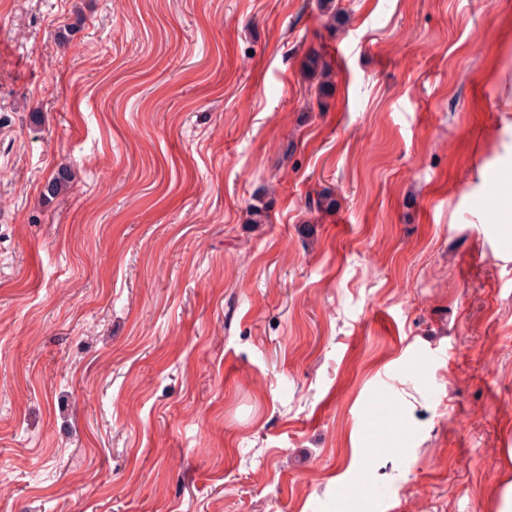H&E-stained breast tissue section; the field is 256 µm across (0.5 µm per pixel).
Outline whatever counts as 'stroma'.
<instances>
[{
  "label": "stroma",
  "mask_w": 512,
  "mask_h": 512,
  "mask_svg": "<svg viewBox=\"0 0 512 512\" xmlns=\"http://www.w3.org/2000/svg\"><path fill=\"white\" fill-rule=\"evenodd\" d=\"M338 3L0 0V512H512V0ZM304 69L309 91L314 89L319 98L329 95L333 86L330 64L318 55L312 54L307 57ZM362 416L377 423L391 425L402 419V407L397 397L386 387H380L364 407Z\"/></svg>",
  "instance_id": "obj_1"
}]
</instances>
